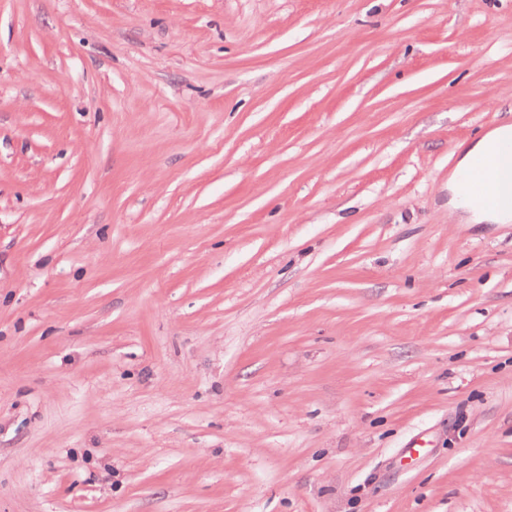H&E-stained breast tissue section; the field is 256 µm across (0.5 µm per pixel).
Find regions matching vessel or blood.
I'll use <instances>...</instances> for the list:
<instances>
[{
	"instance_id": "obj_1",
	"label": "vessel or blood",
	"mask_w": 512,
	"mask_h": 512,
	"mask_svg": "<svg viewBox=\"0 0 512 512\" xmlns=\"http://www.w3.org/2000/svg\"><path fill=\"white\" fill-rule=\"evenodd\" d=\"M463 181L472 189L474 205H512V138L499 147L493 158L465 173Z\"/></svg>"
}]
</instances>
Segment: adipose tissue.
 Segmentation results:
<instances>
[{
  "label": "adipose tissue",
  "instance_id": "obj_1",
  "mask_svg": "<svg viewBox=\"0 0 512 512\" xmlns=\"http://www.w3.org/2000/svg\"><path fill=\"white\" fill-rule=\"evenodd\" d=\"M512 134V128L502 126L496 128L478 139L474 145L466 149L462 156L455 175L448 179L450 193L449 205L452 212L458 213L461 219L470 224L489 222L503 224L512 220V206H503L496 209L479 208L474 206L465 194L460 175L468 170L476 159L489 156L496 144L503 138Z\"/></svg>",
  "mask_w": 512,
  "mask_h": 512
}]
</instances>
